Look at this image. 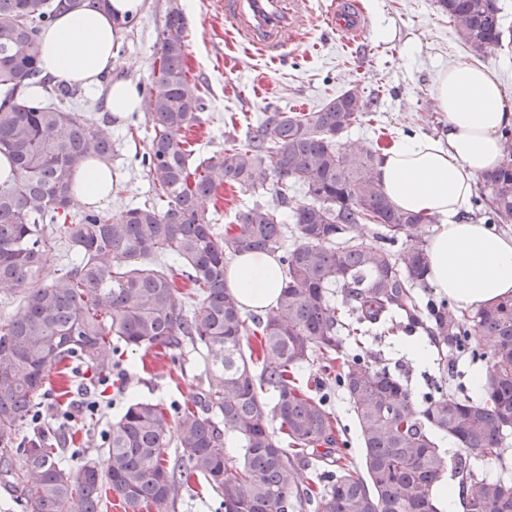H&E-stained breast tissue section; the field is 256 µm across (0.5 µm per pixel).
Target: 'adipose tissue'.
Masks as SVG:
<instances>
[{
    "label": "adipose tissue",
    "mask_w": 512,
    "mask_h": 512,
    "mask_svg": "<svg viewBox=\"0 0 512 512\" xmlns=\"http://www.w3.org/2000/svg\"><path fill=\"white\" fill-rule=\"evenodd\" d=\"M145 0H106L58 17L41 36L43 74L88 88L115 65L121 22L138 17ZM434 99L446 118L439 136L395 138L377 165L378 182L397 208L440 217L427 245V282L464 310L512 296V236L490 231L465 214L480 178L501 161V132L512 128V95L483 64L449 61L438 69ZM112 196V170L90 159L76 172L71 201L101 205ZM245 311L263 314L280 294L273 256L245 253L226 273Z\"/></svg>",
    "instance_id": "ef3b65f1"
}]
</instances>
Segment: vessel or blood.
I'll return each instance as SVG.
<instances>
[{"label": "vessel or blood", "mask_w": 512, "mask_h": 512, "mask_svg": "<svg viewBox=\"0 0 512 512\" xmlns=\"http://www.w3.org/2000/svg\"><path fill=\"white\" fill-rule=\"evenodd\" d=\"M358 9L357 0H332L326 20L347 24L355 35H362L365 23L356 18ZM224 14L244 38L270 51L278 50L294 28L284 0H225Z\"/></svg>", "instance_id": "1"}]
</instances>
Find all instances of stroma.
<instances>
[{
	"label": "stroma",
	"instance_id": "obj_1",
	"mask_svg": "<svg viewBox=\"0 0 512 512\" xmlns=\"http://www.w3.org/2000/svg\"><path fill=\"white\" fill-rule=\"evenodd\" d=\"M330 0H302L300 20L275 56L263 55L245 41L224 16V0H196L187 12L188 75L206 98L203 123L189 135L195 160L223 152L232 143L245 141L274 106L282 112H307L320 108L336 94L352 87L380 94L374 120L363 121L343 135L346 144L387 146L399 135H437L444 126L436 112L433 82L448 59L486 65L512 93V45L472 52L458 39L434 0H359L368 21L361 38L327 28L322 21ZM169 0H147L145 11L119 37L116 65L102 75L97 90H84L73 107L84 115H106L103 90L113 79L123 78L147 87L159 57L158 33L163 28ZM393 31L381 40L378 27ZM147 113L112 120V197L102 213L121 210L151 200L146 169L135 160L152 134ZM408 335L373 328L363 336L346 339L347 354L367 351L380 365L408 385L416 405L438 393L472 396V373L482 359L472 353H451L448 371L436 362L423 365L401 351ZM198 355L191 348L171 352H126L118 367L103 379L88 369L51 374V389L40 399L43 425L56 437L53 446L70 468L84 459L103 458L104 432L134 399L167 405L187 401L200 381Z\"/></svg>",
	"mask_w": 512,
	"mask_h": 512
}]
</instances>
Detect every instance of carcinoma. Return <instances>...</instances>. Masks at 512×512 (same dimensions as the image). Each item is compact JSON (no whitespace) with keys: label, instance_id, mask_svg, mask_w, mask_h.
Returning <instances> with one entry per match:
<instances>
[{"label":"carcinoma","instance_id":"carcinoma-1","mask_svg":"<svg viewBox=\"0 0 512 512\" xmlns=\"http://www.w3.org/2000/svg\"><path fill=\"white\" fill-rule=\"evenodd\" d=\"M102 2L0 0V154L11 166L0 181V292L21 293L18 311L0 321V485L22 512H60L75 495L83 512H101L110 495L126 512H177L195 475L218 497L215 512H438L434 487L448 470L463 512H512V477L481 478L471 457L478 450L498 459L512 437V297L460 317L446 299L419 300L428 254L418 231L436 219L390 202L377 180V150L340 143L377 111L379 94L353 87L317 110L275 112L246 144L195 166L187 134L201 125L206 102L187 75L186 18L171 10L148 90L153 135L141 153L156 201L68 220L81 163L112 164V130L68 108L78 85L40 77V33L57 14ZM435 4L471 51L512 43L496 0ZM34 84L50 99L28 97ZM502 154L472 199L491 224L512 223L511 128L502 131ZM269 180L273 203L245 206L224 230L206 216L203 201L220 187ZM296 187L306 201L291 208ZM358 224L377 226L374 241L355 239ZM58 244L68 262L42 283ZM245 252L276 255L281 292L264 317L244 314L225 285L227 261ZM394 322L424 330L444 371L448 352L478 337L489 359L484 397L442 393L418 408L368 354L343 357V334ZM251 337L256 348L247 350ZM187 344L202 362L199 392L169 407L132 401L112 423L103 461L73 471L52 448L53 431L18 438L52 368L78 363L102 377L129 349ZM315 361L334 376L313 392L298 372ZM332 382L351 405L362 456L304 491L298 469L337 443L338 420L322 394ZM439 434L463 452L446 458ZM228 435L240 447L234 464Z\"/></svg>","mask_w":512,"mask_h":512}]
</instances>
